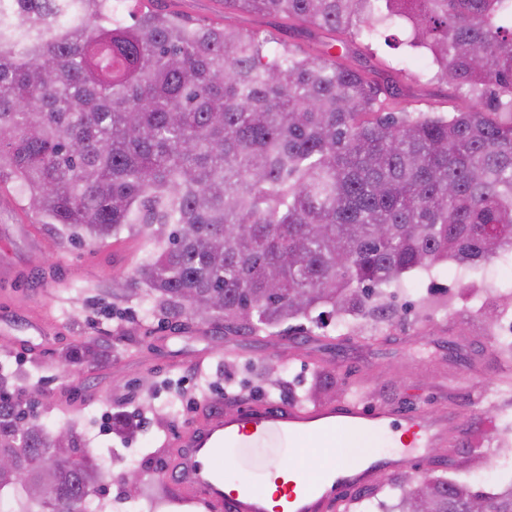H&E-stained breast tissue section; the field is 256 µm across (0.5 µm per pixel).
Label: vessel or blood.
Instances as JSON below:
<instances>
[{"instance_id":"b4317fda","label":"vessel or blood","mask_w":512,"mask_h":512,"mask_svg":"<svg viewBox=\"0 0 512 512\" xmlns=\"http://www.w3.org/2000/svg\"><path fill=\"white\" fill-rule=\"evenodd\" d=\"M463 429L452 412L406 413L360 399L322 405L240 401L227 408L207 402L175 437L164 438L163 447L175 451L165 477L183 502L203 512H336L355 492L424 463L432 449L446 447ZM342 430L380 432L396 447L355 456L338 439ZM300 434L314 447L335 449V457L314 472L283 468L281 458L294 451ZM228 462L243 478L227 479Z\"/></svg>"}]
</instances>
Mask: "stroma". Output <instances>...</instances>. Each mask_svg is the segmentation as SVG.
<instances>
[{
	"label": "stroma",
	"instance_id": "obj_1",
	"mask_svg": "<svg viewBox=\"0 0 512 512\" xmlns=\"http://www.w3.org/2000/svg\"><path fill=\"white\" fill-rule=\"evenodd\" d=\"M149 9L179 12L193 26L258 28L297 49L312 47L306 36L279 19L225 13L223 0H126L124 12L137 16ZM359 61L394 73L408 111L447 113L463 103L452 86L416 83V76L430 69L425 55L376 42L362 44ZM146 235L143 229L125 231L109 244L70 240L61 225L45 223L25 200L0 186V346H6L18 381L42 376L48 396L34 411L41 424L52 431L59 428L63 419L56 406L69 403L77 432L87 438V451L99 459L102 491L113 512H123L126 502L117 474L162 471L167 453L159 449V439L188 423L201 395L220 398L230 389L247 401L268 396L284 401L289 392L309 386L320 368L341 373L347 383H365L378 401L404 412L446 413L445 396L455 394L464 408L466 441L490 437L512 447V432H503L502 421L488 412L503 400L498 384L504 368L512 369V359L492 352L495 339L489 334L487 312H463L458 301L440 312L421 309L431 288L475 285L481 297H492L512 282V260L477 270L462 271L451 264L429 274L407 275L393 299L399 317L384 329V341L371 347L363 342L372 333L371 323L364 320L356 323L349 340L333 345L305 341V334L320 330L307 322L298 330L280 325L273 337L243 333L228 339L223 323L148 318L139 298L123 296L148 250ZM33 320L47 330L45 345L29 334ZM461 329L468 343L461 358L449 359L448 339ZM320 331L332 336L336 327ZM80 336L99 337L104 360L56 378L59 356ZM202 356L210 363L204 378L196 364ZM473 358L478 361L474 368L469 365ZM169 400L175 401L176 411L159 421L152 409ZM119 411L139 419L140 427L130 433L100 432V415ZM463 478L474 490L499 491L512 480V450L476 459Z\"/></svg>",
	"mask_w": 512,
	"mask_h": 512
}]
</instances>
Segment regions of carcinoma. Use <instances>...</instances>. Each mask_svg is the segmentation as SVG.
I'll return each mask as SVG.
<instances>
[{
	"label": "carcinoma",
	"mask_w": 512,
	"mask_h": 512,
	"mask_svg": "<svg viewBox=\"0 0 512 512\" xmlns=\"http://www.w3.org/2000/svg\"><path fill=\"white\" fill-rule=\"evenodd\" d=\"M224 9L297 24V51L256 30L197 29L174 12L126 23L114 0H0V184L69 237L105 243L151 226L133 273L147 315L224 321L270 336L287 320L367 318L378 340L398 317L388 290L449 262L512 255V0H224ZM398 28L404 38L386 35ZM421 51L434 78L484 108L414 114L370 70L357 41ZM460 292L431 294L448 308ZM317 316H312V313ZM105 351L80 336L61 377ZM39 388L0 365V503L6 512H108L98 465L77 434L34 420ZM329 372L298 397L348 396ZM482 441L430 460L463 470ZM395 476L341 512L384 495L385 512H512V481L474 492ZM152 512H189L159 481Z\"/></svg>",
	"instance_id": "carcinoma-1"
}]
</instances>
